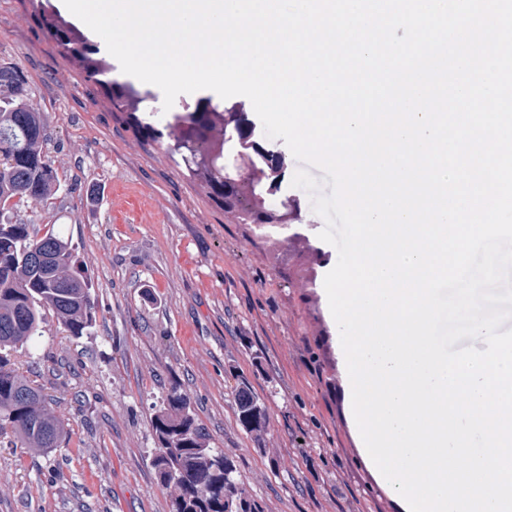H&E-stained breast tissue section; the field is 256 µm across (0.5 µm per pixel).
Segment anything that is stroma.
<instances>
[{
  "label": "stroma",
  "instance_id": "stroma-1",
  "mask_svg": "<svg viewBox=\"0 0 512 512\" xmlns=\"http://www.w3.org/2000/svg\"><path fill=\"white\" fill-rule=\"evenodd\" d=\"M47 113L61 188L14 216L69 238L99 303L91 335L53 315L14 353L65 426L45 455L0 437V512H170L151 418L180 385L262 512H401L373 475L346 405L336 327L319 284L336 264L317 232L270 240L217 206L166 140L113 111L104 86L47 33L33 0H0V65ZM245 377L262 437L237 422ZM234 402L236 406V415L240 424L249 432L261 433L267 427V414L265 405L261 399L256 396L249 388L247 382L240 380L234 392ZM260 407L262 412L253 423H246L244 413L250 409Z\"/></svg>",
  "mask_w": 512,
  "mask_h": 512
}]
</instances>
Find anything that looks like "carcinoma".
<instances>
[{"label":"carcinoma","instance_id":"carcinoma-1","mask_svg":"<svg viewBox=\"0 0 512 512\" xmlns=\"http://www.w3.org/2000/svg\"><path fill=\"white\" fill-rule=\"evenodd\" d=\"M48 6V0L40 5L41 24L89 80L107 87L112 110L132 114L137 130L151 138L163 137L135 115L145 97L133 85L108 78L92 58L94 49L84 36L48 11ZM172 125L193 129L190 136L174 143V153L221 206L224 182L236 177L231 158L242 153L252 167L268 168L270 157L241 112L202 98L193 111L173 113ZM45 126L44 113L28 103L23 71L0 65V435L8 431L21 447L36 452L59 447L64 425L42 389L16 372L10 352L42 335L44 315L49 311L74 337L91 334L97 322L93 284L77 265L69 239L53 232L37 237L30 225L10 216L14 200L40 203L60 188L58 173L44 149ZM279 186L270 178L251 183L247 195L235 191L234 208L242 220L261 223L255 198ZM37 251L47 252L50 259L42 265L33 263L31 256ZM234 402L238 421L247 431H265L266 412L252 423L244 420L245 412L265 408L247 382L237 383ZM151 423L162 438L153 461L157 480L175 491L171 512H224V463L233 460L224 449L210 446L180 387L169 389ZM233 480L238 498L246 503L244 512H262L240 476L234 475Z\"/></svg>","mask_w":512,"mask_h":512}]
</instances>
